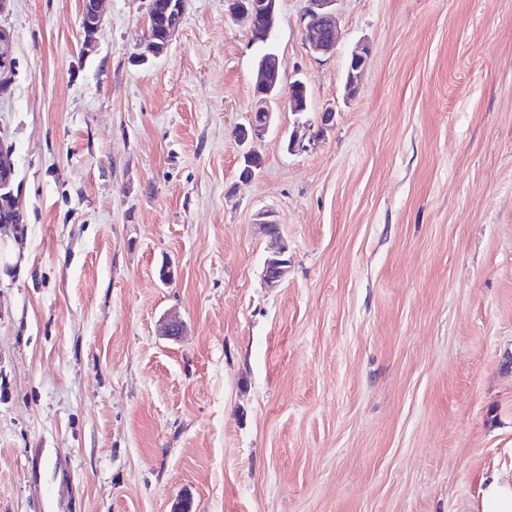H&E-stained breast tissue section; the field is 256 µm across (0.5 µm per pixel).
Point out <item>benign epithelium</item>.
Listing matches in <instances>:
<instances>
[{"instance_id":"7a95c632","label":"benign epithelium","mask_w":512,"mask_h":512,"mask_svg":"<svg viewBox=\"0 0 512 512\" xmlns=\"http://www.w3.org/2000/svg\"><path fill=\"white\" fill-rule=\"evenodd\" d=\"M279 0H229L230 12L248 18L251 37L269 40L276 29L278 21ZM336 0H306L304 10V30L309 50L314 55H323L331 51L338 38L339 20L336 14ZM186 0H170L165 18L155 12L154 2L148 3L146 24L154 25L163 21L158 35L159 41L144 42L147 55L158 56L168 47L176 29L179 27L185 12ZM82 24L85 28L84 46L89 49L96 42V35L102 24L101 0H82ZM13 34L0 26V64L7 65L12 60ZM280 62L276 55H270L258 61L256 80L254 84L255 106L250 112L247 124L237 129L236 138L242 145L268 134L274 120L273 112L269 109L272 99L278 97L283 86L279 79ZM308 92L307 85L299 78L288 84L287 99L292 112L302 111L305 101L299 99L300 93ZM14 164L11 150L0 146V198L11 204L10 211H17L14 195ZM260 226L271 238L273 251L267 259L264 280L271 286H277L288 273V253L286 242L276 232L267 220L260 216Z\"/></svg>"}]
</instances>
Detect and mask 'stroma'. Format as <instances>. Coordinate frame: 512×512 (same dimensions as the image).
Returning <instances> with one entry per match:
<instances>
[{"mask_svg": "<svg viewBox=\"0 0 512 512\" xmlns=\"http://www.w3.org/2000/svg\"><path fill=\"white\" fill-rule=\"evenodd\" d=\"M305 6L270 48L310 107L272 103L246 183L262 50L226 0L145 60L147 0L89 51L81 0L0 14V512H477L512 476V0H337L324 56ZM2 160V164H1ZM14 164L12 161L11 150L4 148L0 144V198L2 200H7L11 207L8 209L11 212H17V207L15 205V195H14ZM267 218V215H261L260 223H258L273 243V251L265 265L264 280L270 287H276L288 273V259L285 258L288 247L280 235V229L276 232Z\"/></svg>", "mask_w": 512, "mask_h": 512, "instance_id": "obj_1", "label": "stroma"}]
</instances>
